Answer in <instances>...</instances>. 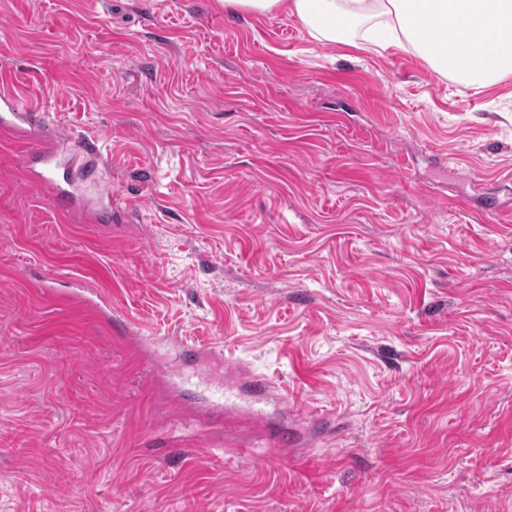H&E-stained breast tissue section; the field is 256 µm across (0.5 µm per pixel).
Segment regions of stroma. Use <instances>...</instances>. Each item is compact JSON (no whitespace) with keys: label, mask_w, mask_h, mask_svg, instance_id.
<instances>
[{"label":"stroma","mask_w":512,"mask_h":512,"mask_svg":"<svg viewBox=\"0 0 512 512\" xmlns=\"http://www.w3.org/2000/svg\"><path fill=\"white\" fill-rule=\"evenodd\" d=\"M2 79L94 138L112 216L0 134V512H512V75L224 0H0ZM185 340L295 411L217 415Z\"/></svg>","instance_id":"obj_1"}]
</instances>
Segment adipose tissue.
<instances>
[{
	"label": "adipose tissue",
	"mask_w": 512,
	"mask_h": 512,
	"mask_svg": "<svg viewBox=\"0 0 512 512\" xmlns=\"http://www.w3.org/2000/svg\"><path fill=\"white\" fill-rule=\"evenodd\" d=\"M225 12L284 10L316 38L349 42L383 19L396 45L470 84L512 74V0H224Z\"/></svg>",
	"instance_id": "ef3b65f1"
}]
</instances>
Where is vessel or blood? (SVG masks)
Wrapping results in <instances>:
<instances>
[{
  "label": "vessel or blood",
  "instance_id": "b4317fda",
  "mask_svg": "<svg viewBox=\"0 0 512 512\" xmlns=\"http://www.w3.org/2000/svg\"><path fill=\"white\" fill-rule=\"evenodd\" d=\"M0 130L35 135L34 146L25 164L32 171L36 185L46 189L57 205L73 206L89 213H111V194H102L96 204L86 203L71 177L70 166L76 162L82 163L86 177H94V162L80 161L76 142L57 137L52 129L46 128L42 112L24 105L11 89L5 87L0 89ZM242 394L256 406L277 397L278 389L269 378L251 375L217 389L212 396V406L220 412L227 410L233 399Z\"/></svg>",
  "mask_w": 512,
  "mask_h": 512
}]
</instances>
